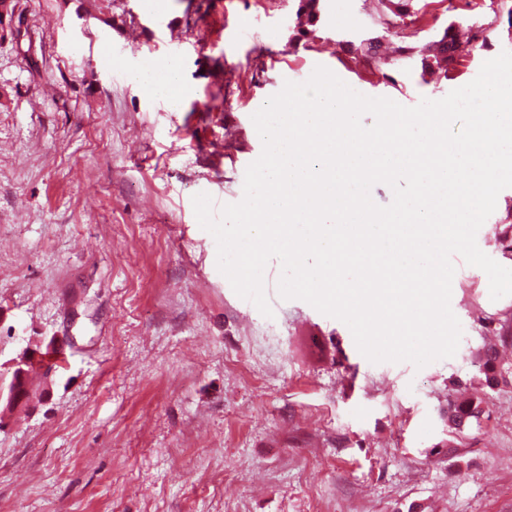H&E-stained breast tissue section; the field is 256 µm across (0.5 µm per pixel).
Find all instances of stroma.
Returning <instances> with one entry per match:
<instances>
[{
	"instance_id": "35a3bbf8",
	"label": "stroma",
	"mask_w": 512,
	"mask_h": 512,
	"mask_svg": "<svg viewBox=\"0 0 512 512\" xmlns=\"http://www.w3.org/2000/svg\"><path fill=\"white\" fill-rule=\"evenodd\" d=\"M490 0H413V41L481 21ZM10 0L0 20V365L60 337L34 410L0 421V512H512V358L483 386L478 355L504 341L512 296L453 256L456 354L423 368L372 363L348 326L277 290L264 316L217 268L192 198L239 202L262 152L252 116L316 66L412 107L512 51V28L437 75L392 78L351 48L397 34L370 0ZM110 44L118 58L105 66ZM176 59L183 91L134 73ZM512 268V188L476 235ZM488 400L456 436L448 397Z\"/></svg>"
}]
</instances>
